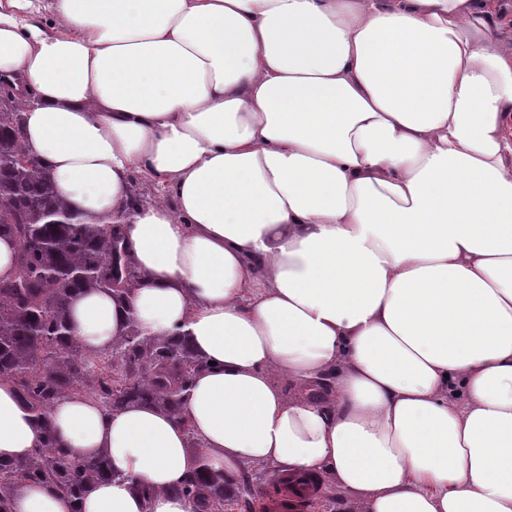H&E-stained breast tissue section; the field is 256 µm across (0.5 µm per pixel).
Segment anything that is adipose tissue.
Listing matches in <instances>:
<instances>
[{"label":"adipose tissue","instance_id":"1","mask_svg":"<svg viewBox=\"0 0 512 512\" xmlns=\"http://www.w3.org/2000/svg\"><path fill=\"white\" fill-rule=\"evenodd\" d=\"M500 30L499 0H0V77L35 93L25 144L58 194L105 219L143 173L173 198L134 209L142 284L77 294L74 338L178 331L210 363L187 428L58 402L62 446L124 476L80 512H193L175 488L203 464L325 476L352 512H512ZM41 440L0 381V459ZM10 510L71 512L39 484Z\"/></svg>","mask_w":512,"mask_h":512}]
</instances>
